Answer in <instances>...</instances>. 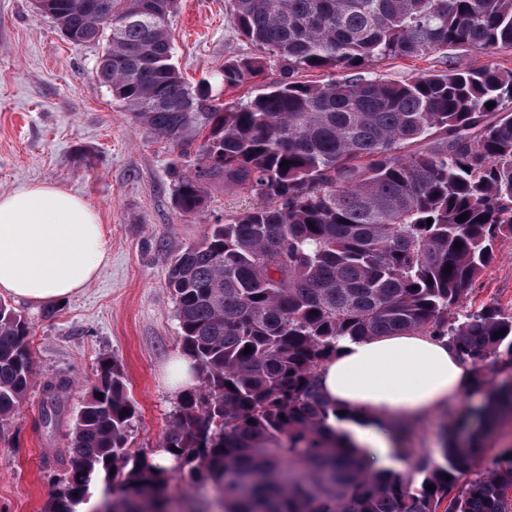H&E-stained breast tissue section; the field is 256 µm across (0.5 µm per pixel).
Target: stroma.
Here are the masks:
<instances>
[{
	"label": "stroma",
	"mask_w": 512,
	"mask_h": 512,
	"mask_svg": "<svg viewBox=\"0 0 512 512\" xmlns=\"http://www.w3.org/2000/svg\"><path fill=\"white\" fill-rule=\"evenodd\" d=\"M173 60L189 87L211 84L224 102L246 101L281 77L267 62L256 81L220 83L226 62L253 56L255 47L234 26L226 0H178L169 19ZM98 44H71L32 0H0V195L23 184L48 183L83 198L108 239L99 275L44 316L42 307L13 300L34 324L35 376L0 443V512H43L49 478L62 467L73 420L109 357L123 369L138 419L131 446L154 455L168 432L176 392L169 374L181 357L167 259L197 243L206 225L242 211L248 197L223 180L208 183L204 215L184 216L172 198L164 141L135 120L97 76ZM473 305L512 309V238L500 241L493 262L470 296ZM67 379L58 423L43 427L47 381ZM471 404L428 417L409 445L441 456V437L458 428Z\"/></svg>",
	"instance_id": "1"
}]
</instances>
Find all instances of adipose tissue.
<instances>
[{
  "label": "adipose tissue",
  "mask_w": 512,
  "mask_h": 512,
  "mask_svg": "<svg viewBox=\"0 0 512 512\" xmlns=\"http://www.w3.org/2000/svg\"><path fill=\"white\" fill-rule=\"evenodd\" d=\"M107 242L95 211L49 184L0 195V291L35 304L68 300L98 276ZM321 392L349 415L347 444L376 467L400 465L404 424L424 420L474 385L447 341L419 333L347 340L323 366Z\"/></svg>",
  "instance_id": "ef3b65f1"
}]
</instances>
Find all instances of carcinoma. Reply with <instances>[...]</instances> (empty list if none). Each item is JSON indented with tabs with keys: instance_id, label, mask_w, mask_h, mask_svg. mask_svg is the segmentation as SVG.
Returning a JSON list of instances; mask_svg holds the SVG:
<instances>
[{
	"instance_id": "carcinoma-1",
	"label": "carcinoma",
	"mask_w": 512,
	"mask_h": 512,
	"mask_svg": "<svg viewBox=\"0 0 512 512\" xmlns=\"http://www.w3.org/2000/svg\"><path fill=\"white\" fill-rule=\"evenodd\" d=\"M40 2L71 43L103 44L99 79L158 138L178 148L206 131L194 171L171 166L182 214L204 213L214 179L251 199L168 259L197 381L161 444L172 465L130 449L137 408L104 359L43 512H78L93 484L107 492L102 512H170L175 477L213 487L224 512H512V450L486 462L480 443L512 412V383L490 379L512 372V311L466 306L512 238V70L463 59L512 50V0H227L258 54L225 64L222 83L282 64L280 80L234 105L190 89L173 63L177 0H111L110 26L84 0ZM434 53L440 69L406 81L362 75ZM321 68L348 76L296 80ZM414 331L448 338L484 406L468 447L447 444L439 461L408 448L409 471L374 470L344 445L349 417L323 398L319 373L343 339ZM32 332L0 299V440L33 381ZM68 387L46 383L44 426Z\"/></svg>"
}]
</instances>
